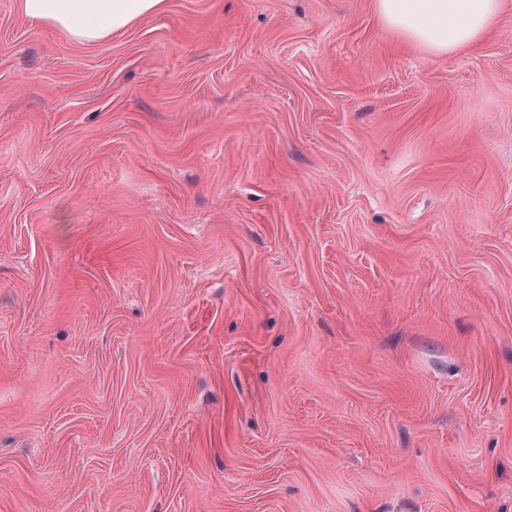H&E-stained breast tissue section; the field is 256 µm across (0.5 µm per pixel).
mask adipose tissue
<instances>
[{"instance_id":"adipose-tissue-1","label":"adipose tissue","mask_w":512,"mask_h":512,"mask_svg":"<svg viewBox=\"0 0 512 512\" xmlns=\"http://www.w3.org/2000/svg\"><path fill=\"white\" fill-rule=\"evenodd\" d=\"M22 13L69 40L94 44L143 18L166 0H19ZM504 0H374L381 22L409 43L448 56L472 47L497 24Z\"/></svg>"}]
</instances>
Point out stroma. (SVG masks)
<instances>
[{
    "label": "stroma",
    "instance_id": "1",
    "mask_svg": "<svg viewBox=\"0 0 512 512\" xmlns=\"http://www.w3.org/2000/svg\"><path fill=\"white\" fill-rule=\"evenodd\" d=\"M0 0V512H512V6ZM19 5L26 17L69 40L94 44L160 13L166 0H20ZM504 0H374L381 22L409 43L448 56L472 47L497 24Z\"/></svg>",
    "mask_w": 512,
    "mask_h": 512
}]
</instances>
